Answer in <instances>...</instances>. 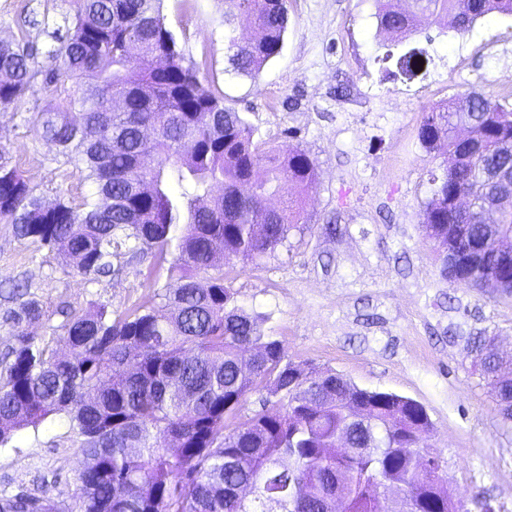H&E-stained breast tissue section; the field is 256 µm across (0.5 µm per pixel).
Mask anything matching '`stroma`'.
<instances>
[{"instance_id": "1", "label": "stroma", "mask_w": 512, "mask_h": 512, "mask_svg": "<svg viewBox=\"0 0 512 512\" xmlns=\"http://www.w3.org/2000/svg\"><path fill=\"white\" fill-rule=\"evenodd\" d=\"M280 54L258 79L235 73L224 46L223 0H164L163 13L186 62L227 108L247 118L259 141L303 150L315 166L303 196L306 223L290 250L259 265L234 263L224 282L248 313L264 318L288 361L332 372L358 387L420 403L432 430L423 440L444 460L448 485L466 512L491 499L512 512V428L475 363L467 338L482 332L512 351V299L450 284L441 273L422 215L431 176L447 158L418 140L425 112L482 89L512 107V17L491 15L465 32L421 21L400 39L379 25L376 0H288ZM77 0H0V40L32 46L35 68L49 66L46 27L73 16ZM429 63L399 75L409 49ZM74 83L36 87L0 104V156L17 165L46 204H73L91 185L29 124L59 109ZM29 276L46 310L35 337L60 325V306L115 310L147 293V264L90 283L69 273L63 255L15 236L0 222V282ZM85 464L67 421L49 417L0 447V492L25 491L70 503Z\"/></svg>"}]
</instances>
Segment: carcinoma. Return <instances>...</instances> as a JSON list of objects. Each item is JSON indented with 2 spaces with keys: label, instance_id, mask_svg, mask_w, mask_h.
<instances>
[{
  "label": "carcinoma",
  "instance_id": "obj_1",
  "mask_svg": "<svg viewBox=\"0 0 512 512\" xmlns=\"http://www.w3.org/2000/svg\"><path fill=\"white\" fill-rule=\"evenodd\" d=\"M163 0H78L72 19L49 33L54 66L36 69L33 54L0 41V104H10L63 75L76 85L57 112L31 122L93 192L77 205L43 207L19 170L0 159V221L14 234L55 249L89 282L120 270L121 261L154 251L165 284L123 311L100 303L66 310L60 332L35 342L42 316L28 284H16L3 315L13 344L0 360V446L48 416L64 415L89 459L73 505L24 493L0 494V512H384L382 497L420 512H460L447 479L421 470L402 441L432 427L418 402L360 388L338 376L317 385L318 399L298 403L293 378L277 370L281 341L263 319L238 305L224 285V263H257L288 247L303 223L300 200L314 177L301 149L267 146L224 99L199 79L162 13ZM400 10L378 0L380 26L408 36L428 18L467 30L493 13L512 16V0H409ZM248 17L255 35L240 40L235 20ZM288 25L286 0H224L225 48L233 69L253 79L276 57ZM424 63L400 58L406 75ZM471 113L450 101L428 112L418 140L452 159L426 205L424 229L448 255L468 248L485 262L468 265L451 284L492 297H512V259L502 240L512 222L485 224L475 210L456 217L451 197L467 189L488 195L487 162L512 168L498 142L512 135V110L481 90L467 94ZM157 131L153 149L140 127ZM291 185L296 193L275 210L266 201ZM468 342L489 381L503 422L512 424V367L500 366L493 339ZM257 361L241 372V346ZM275 380L285 404L240 412L250 393ZM359 403L371 421L349 431L361 452L339 457L332 440L347 429Z\"/></svg>",
  "mask_w": 512,
  "mask_h": 512
}]
</instances>
